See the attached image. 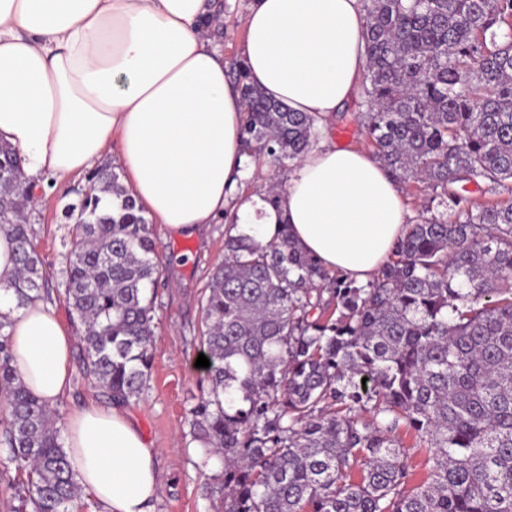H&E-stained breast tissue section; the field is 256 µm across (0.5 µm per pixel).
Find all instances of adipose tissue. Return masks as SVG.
I'll use <instances>...</instances> for the list:
<instances>
[{"mask_svg": "<svg viewBox=\"0 0 512 512\" xmlns=\"http://www.w3.org/2000/svg\"><path fill=\"white\" fill-rule=\"evenodd\" d=\"M221 0H0V144L33 187L86 172L110 150L124 184L169 234L224 216L262 247L288 234L328 271L363 285L406 233L402 188L372 154L330 129L366 71L364 0H254L240 56L251 82L319 120L278 205L240 141L242 103L207 37ZM12 235L0 228V315L12 365L48 407L70 391L73 338L48 302L18 305ZM64 450L83 496L104 512H154L152 448L118 408L87 402L65 416Z\"/></svg>", "mask_w": 512, "mask_h": 512, "instance_id": "1", "label": "adipose tissue"}]
</instances>
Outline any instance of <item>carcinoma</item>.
Segmentation results:
<instances>
[{
  "mask_svg": "<svg viewBox=\"0 0 512 512\" xmlns=\"http://www.w3.org/2000/svg\"><path fill=\"white\" fill-rule=\"evenodd\" d=\"M364 40L353 118L428 216L366 285L330 274L286 229L268 248L226 236L204 306L210 387L190 410L197 467L222 463L206 496L220 512H512V201L476 207L457 190L512 193V0H367ZM229 67L243 151L296 166L316 119L268 99L242 60ZM22 176L20 153L1 144L19 306L40 296L45 267ZM67 210L65 302L84 370L112 400H137L153 362V225L110 165ZM5 327L0 446L26 472L23 506L68 512L79 486L55 413L22 385ZM402 430L426 449L417 484Z\"/></svg>",
  "mask_w": 512,
  "mask_h": 512,
  "instance_id": "obj_1",
  "label": "carcinoma"
}]
</instances>
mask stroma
I'll use <instances>...</instances> for the list:
<instances>
[{
	"label": "stroma",
	"instance_id": "obj_1",
	"mask_svg": "<svg viewBox=\"0 0 512 512\" xmlns=\"http://www.w3.org/2000/svg\"><path fill=\"white\" fill-rule=\"evenodd\" d=\"M251 0H225L220 33L213 39L225 60L237 58L244 38L243 18ZM86 175L74 176L50 192L36 191L29 208L31 234L45 260L41 298L51 303L64 324L72 318L64 300L65 255L72 223L68 204L78 202ZM161 274L153 290L154 361L142 399L121 404L155 451L161 494L155 512H214L205 495L208 472L195 466L197 448L190 436V409L207 393L205 369L196 367L201 351L209 282L224 259L226 224H211L193 237L172 236L164 225L154 227Z\"/></svg>",
	"mask_w": 512,
	"mask_h": 512
}]
</instances>
